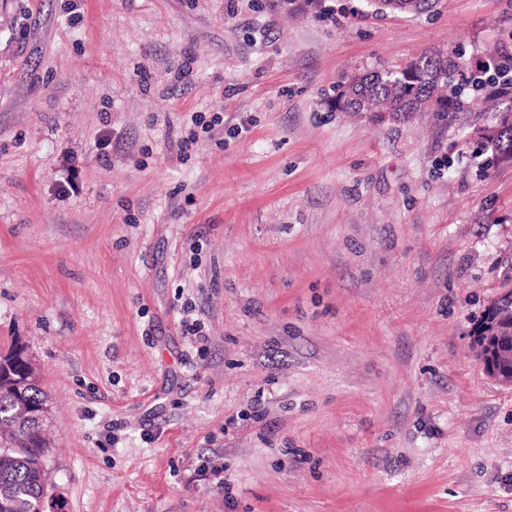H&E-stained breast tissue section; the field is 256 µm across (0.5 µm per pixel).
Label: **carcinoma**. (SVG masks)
Listing matches in <instances>:
<instances>
[{"instance_id":"carcinoma-1","label":"carcinoma","mask_w":512,"mask_h":512,"mask_svg":"<svg viewBox=\"0 0 512 512\" xmlns=\"http://www.w3.org/2000/svg\"><path fill=\"white\" fill-rule=\"evenodd\" d=\"M378 13L421 14L429 11L435 0H366ZM462 56L444 58L425 54L406 65L403 71H385L363 83L345 82L339 86L332 107L340 112H356L362 100L371 97L386 109L407 114L420 111L423 104L442 117L450 112H469L481 105L493 108L494 93L484 90L482 76L507 72L506 63L490 55L471 69L460 66ZM498 155L512 156V126L498 130L494 139ZM498 327L480 320L476 335L512 333V292L501 298ZM48 411L39 388L35 370L26 348L18 343L0 354V512H45L46 481L42 479L49 451L41 422Z\"/></svg>"}]
</instances>
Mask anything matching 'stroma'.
<instances>
[{
    "label": "stroma",
    "instance_id": "obj_1",
    "mask_svg": "<svg viewBox=\"0 0 512 512\" xmlns=\"http://www.w3.org/2000/svg\"><path fill=\"white\" fill-rule=\"evenodd\" d=\"M321 4L0 0V350L48 398L46 512H512L474 345L512 167L473 166L485 115L328 107L512 54V0ZM376 13L402 12L407 14H421L433 7L435 0H366Z\"/></svg>",
    "mask_w": 512,
    "mask_h": 512
}]
</instances>
